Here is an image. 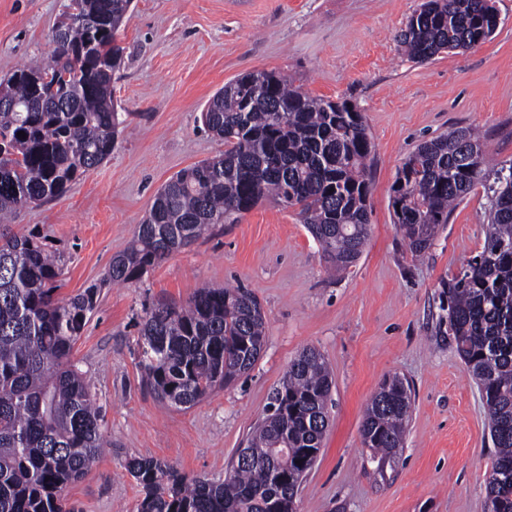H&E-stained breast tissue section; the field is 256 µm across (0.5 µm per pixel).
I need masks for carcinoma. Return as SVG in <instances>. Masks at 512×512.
Masks as SVG:
<instances>
[{
  "mask_svg": "<svg viewBox=\"0 0 512 512\" xmlns=\"http://www.w3.org/2000/svg\"><path fill=\"white\" fill-rule=\"evenodd\" d=\"M131 0H80L81 18L55 31L51 61L0 82V212L66 193L112 153L123 120L112 102L117 43ZM109 19L108 27L96 18ZM491 0H424L396 35L410 58L468 50L492 37ZM224 154L179 171L158 190L132 243L107 279L127 283L234 224L264 199L298 209L336 273L356 266L369 233L363 116L349 101L314 98L276 72L224 85L202 112ZM24 132L20 138L18 132ZM484 152L470 128L420 143L399 168L396 224L412 254L432 245L452 204L483 179ZM482 251L448 281V329L482 393L497 452L485 480L487 512H512V166L491 188ZM61 269L32 234L0 224V512H75L62 496L98 458L103 415L72 361L98 287L61 300ZM138 365L157 399L191 407L250 371L264 347V316L246 288H203L186 305L145 313ZM333 379L314 347L288 365L270 395L275 408L255 426L248 460L222 481L191 480L165 461L132 458L138 512H296L305 474L328 428ZM411 391L386 379L361 424L365 447L393 458L404 448ZM288 473L276 483L272 472Z\"/></svg>",
  "mask_w": 512,
  "mask_h": 512,
  "instance_id": "obj_1",
  "label": "carcinoma"
}]
</instances>
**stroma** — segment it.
<instances>
[{
	"label": "stroma",
	"mask_w": 512,
	"mask_h": 512,
	"mask_svg": "<svg viewBox=\"0 0 512 512\" xmlns=\"http://www.w3.org/2000/svg\"><path fill=\"white\" fill-rule=\"evenodd\" d=\"M421 0H133L112 79L120 127L111 156L62 196L0 217L59 257L56 296L97 286L96 309L73 349L104 414L107 448L63 494L76 512H137L125 465L153 457L189 477L223 479L265 414L290 361L316 347L335 385L321 453L298 512H485L495 448L481 394L448 333L447 286L478 254L490 200L483 184L457 202L420 257L392 208V185L422 141L459 127L479 136L488 173L512 166V0L477 48L418 63L396 35ZM68 0H0V79L49 60ZM256 70L289 77L310 96L350 101L372 143L370 231L349 274L330 277L294 209L266 201L218 224L141 280L106 281L177 172L224 152L201 114L228 82ZM249 289L266 343L253 368L198 404L158 402L137 364L145 306L182 305L203 287ZM408 382L404 448L380 461L362 442L364 411L392 375Z\"/></svg>",
	"instance_id": "obj_1"
}]
</instances>
